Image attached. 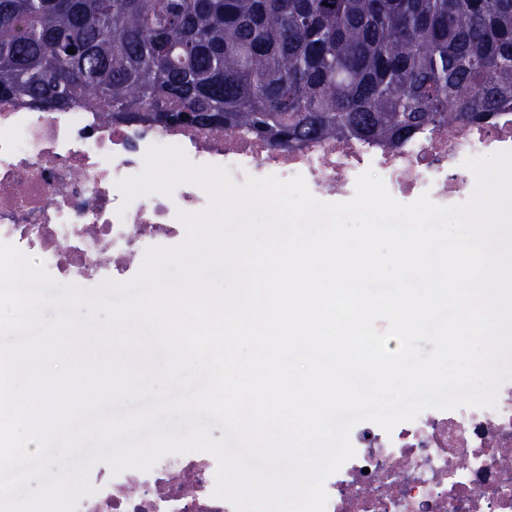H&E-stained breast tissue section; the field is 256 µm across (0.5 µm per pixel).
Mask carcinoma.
<instances>
[{
  "label": "carcinoma",
  "mask_w": 512,
  "mask_h": 512,
  "mask_svg": "<svg viewBox=\"0 0 512 512\" xmlns=\"http://www.w3.org/2000/svg\"><path fill=\"white\" fill-rule=\"evenodd\" d=\"M3 95L398 145L512 111V0H0Z\"/></svg>",
  "instance_id": "carcinoma-1"
}]
</instances>
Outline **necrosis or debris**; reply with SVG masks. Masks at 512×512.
Segmentation results:
<instances>
[{
	"label": "necrosis or debris",
	"instance_id": "obj_1",
	"mask_svg": "<svg viewBox=\"0 0 512 512\" xmlns=\"http://www.w3.org/2000/svg\"><path fill=\"white\" fill-rule=\"evenodd\" d=\"M153 144L180 146L198 165L247 177L302 175L316 198H351L373 169L397 200L422 193L440 205L467 201L466 158L512 149V113L454 131H421L398 146L351 138L277 148L238 128L103 121L89 111L50 112L0 99V240L41 260L55 280L93 288L140 271L151 248L186 238L181 213L208 206L205 191L179 186L123 204L115 183L138 174ZM356 455L326 481V512H512V381L493 408L429 409L392 433L369 422L351 431ZM217 461L203 452L168 455L150 469L111 475L93 467L94 495L76 512H234L215 496Z\"/></svg>",
	"mask_w": 512,
	"mask_h": 512
}]
</instances>
